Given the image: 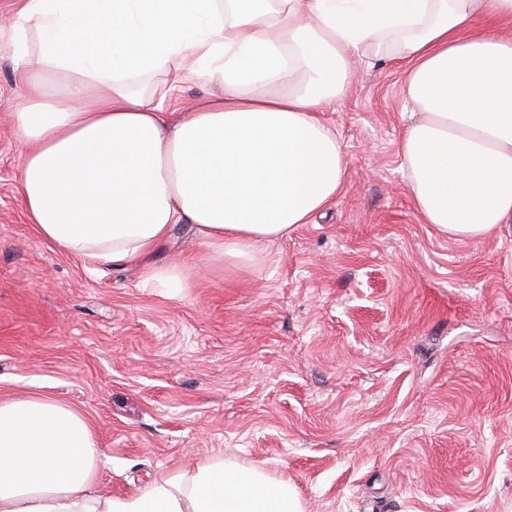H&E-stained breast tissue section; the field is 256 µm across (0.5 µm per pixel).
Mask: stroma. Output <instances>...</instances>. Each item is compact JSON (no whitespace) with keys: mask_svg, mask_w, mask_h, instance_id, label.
<instances>
[{"mask_svg":"<svg viewBox=\"0 0 512 512\" xmlns=\"http://www.w3.org/2000/svg\"><path fill=\"white\" fill-rule=\"evenodd\" d=\"M351 67L322 114L346 161L336 200L254 267L176 228L156 259L192 286L168 296L27 224L0 37V399L83 413L105 494L221 456L290 480L304 512H512V224L424 223L398 155L401 67Z\"/></svg>","mask_w":512,"mask_h":512,"instance_id":"stroma-1","label":"stroma"}]
</instances>
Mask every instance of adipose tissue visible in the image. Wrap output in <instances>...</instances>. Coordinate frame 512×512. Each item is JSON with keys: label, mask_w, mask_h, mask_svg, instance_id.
Returning a JSON list of instances; mask_svg holds the SVG:
<instances>
[{"label": "adipose tissue", "mask_w": 512, "mask_h": 512, "mask_svg": "<svg viewBox=\"0 0 512 512\" xmlns=\"http://www.w3.org/2000/svg\"><path fill=\"white\" fill-rule=\"evenodd\" d=\"M507 24L512 0H25L10 51L26 219L170 294L191 285L154 260L176 225L208 255L263 262L341 192L342 145L320 114L372 46L403 65L413 205L446 235L485 237L512 223ZM191 75L217 91L170 117L162 103ZM102 457L79 411L0 399V512H303L288 480L221 457L118 499L97 484Z\"/></svg>", "instance_id": "adipose-tissue-1"}]
</instances>
